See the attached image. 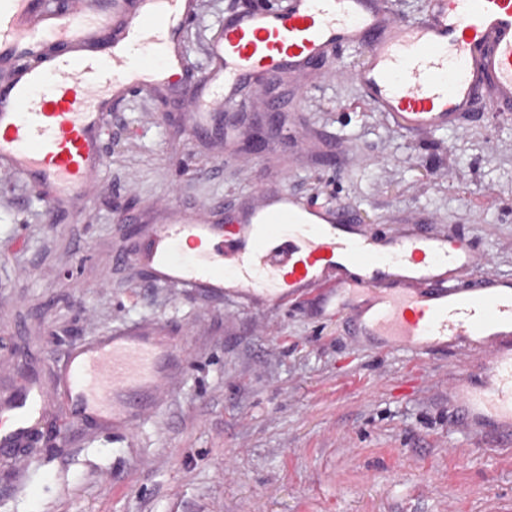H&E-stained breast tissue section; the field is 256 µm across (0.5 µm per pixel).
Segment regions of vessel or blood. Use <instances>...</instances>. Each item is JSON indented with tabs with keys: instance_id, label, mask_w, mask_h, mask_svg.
<instances>
[{
	"instance_id": "1",
	"label": "vessel or blood",
	"mask_w": 512,
	"mask_h": 512,
	"mask_svg": "<svg viewBox=\"0 0 512 512\" xmlns=\"http://www.w3.org/2000/svg\"><path fill=\"white\" fill-rule=\"evenodd\" d=\"M198 0H0V165L44 193L46 209H77L105 164L101 137L113 103L136 88H175L186 75L185 34ZM363 47L350 78L371 108L409 134L512 114V0H428L426 15L392 0H288L225 14L196 93L192 131L224 121L233 144L248 103L289 75L290 97L330 55ZM317 158L325 143L289 129ZM285 177L261 182L228 218L168 203L131 260L152 282L223 298L248 314L294 303L347 314L357 344L416 358L465 356L448 384L455 421L512 446V273L462 233L405 219L395 232L362 223L352 206L319 205ZM181 340L159 329L116 330L72 347L54 389L29 382L0 408V445L31 440L60 403L68 421L134 433L172 387Z\"/></svg>"
}]
</instances>
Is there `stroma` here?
Returning <instances> with one entry per match:
<instances>
[{
  "mask_svg": "<svg viewBox=\"0 0 512 512\" xmlns=\"http://www.w3.org/2000/svg\"><path fill=\"white\" fill-rule=\"evenodd\" d=\"M284 3L200 0L190 68L205 70L226 11ZM288 83L276 82V110L243 89L251 134L232 154L222 126L188 133L192 85L114 103L105 168L77 213L47 211L36 187L0 167V399L31 374L52 383L71 345L115 329L158 325L188 350L137 434L53 423L1 448L0 512H512V454L453 421V356L377 353L353 342L345 317L317 321L295 306L247 315L127 261L167 196L221 216L284 169L292 192L392 230L416 215L512 271V116L412 136L348 77L311 76L298 100ZM292 119L329 144L326 157L289 153Z\"/></svg>",
  "mask_w": 512,
  "mask_h": 512,
  "instance_id": "obj_1",
  "label": "stroma"
}]
</instances>
